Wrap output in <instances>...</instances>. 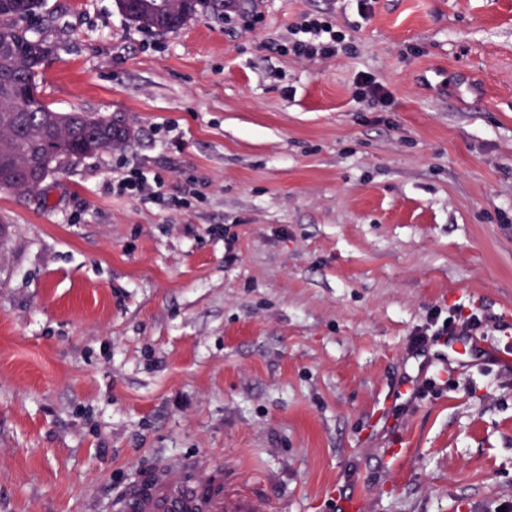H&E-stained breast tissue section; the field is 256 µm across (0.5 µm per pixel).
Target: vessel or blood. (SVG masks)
Instances as JSON below:
<instances>
[{
    "label": "vessel or blood",
    "mask_w": 512,
    "mask_h": 512,
    "mask_svg": "<svg viewBox=\"0 0 512 512\" xmlns=\"http://www.w3.org/2000/svg\"><path fill=\"white\" fill-rule=\"evenodd\" d=\"M469 346L452 338L447 354L438 356L442 368L464 367ZM221 466L190 468L181 463L168 465L152 484L141 492L122 495L119 512H267L264 499L229 491L220 476Z\"/></svg>",
    "instance_id": "1"
}]
</instances>
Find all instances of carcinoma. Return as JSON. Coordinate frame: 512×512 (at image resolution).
I'll return each mask as SVG.
<instances>
[{
    "instance_id": "carcinoma-1",
    "label": "carcinoma",
    "mask_w": 512,
    "mask_h": 512,
    "mask_svg": "<svg viewBox=\"0 0 512 512\" xmlns=\"http://www.w3.org/2000/svg\"><path fill=\"white\" fill-rule=\"evenodd\" d=\"M200 0L183 7L171 0L162 11L157 0H115L129 22L158 32L183 26L196 13ZM44 0H0V182L19 197L42 191L47 178L58 174L74 158L104 150L122 149L130 130L122 119L91 112H59L38 96L39 77L54 47L41 33L37 20Z\"/></svg>"
}]
</instances>
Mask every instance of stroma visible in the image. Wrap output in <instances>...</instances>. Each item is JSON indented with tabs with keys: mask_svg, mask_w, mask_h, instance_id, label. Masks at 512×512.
Instances as JSON below:
<instances>
[{
	"mask_svg": "<svg viewBox=\"0 0 512 512\" xmlns=\"http://www.w3.org/2000/svg\"><path fill=\"white\" fill-rule=\"evenodd\" d=\"M251 9L148 32L45 0L41 100L131 141L0 188V512H113L206 460L269 512L512 505V0ZM306 13L357 54L280 55ZM361 72L391 111H359ZM133 169L165 203L113 193ZM435 309L493 316L469 367L413 349Z\"/></svg>",
	"mask_w": 512,
	"mask_h": 512,
	"instance_id": "stroma-1",
	"label": "stroma"
}]
</instances>
